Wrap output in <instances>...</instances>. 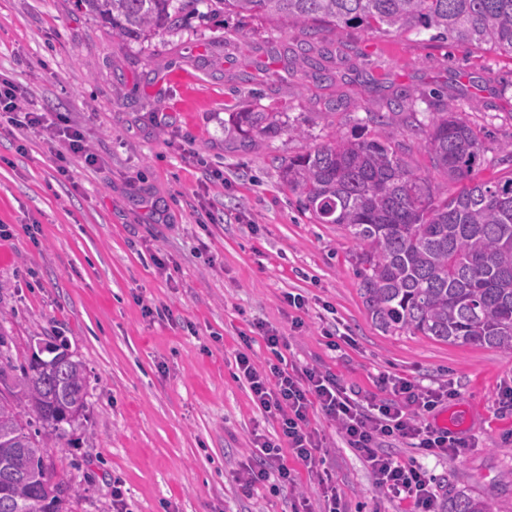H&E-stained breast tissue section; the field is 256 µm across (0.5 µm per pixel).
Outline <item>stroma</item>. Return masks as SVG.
<instances>
[{"mask_svg": "<svg viewBox=\"0 0 512 512\" xmlns=\"http://www.w3.org/2000/svg\"><path fill=\"white\" fill-rule=\"evenodd\" d=\"M299 29L210 13L204 0L185 25L149 41L114 37L75 0H0V76L44 112L66 113L97 154L55 151L28 129L0 131V324L14 362L65 345L83 362L87 406L47 463L74 488L59 512H319L337 494L345 512H411L375 485L363 458L320 410L310 427L323 444L325 481L285 461L296 486L244 494L236 475L256 435L279 425L236 379L242 336L266 368L272 355L257 325L280 330L288 365L315 366L358 397L387 398L381 374L423 387L452 386L453 399L422 423L467 446L424 457L404 439L381 448L423 468L437 503L452 488L512 512V357L476 345L391 336L371 321L359 290L356 246L334 224L300 210L281 162L336 136L402 144L430 171L424 136L392 111L413 97L421 123L450 101L480 129L485 161L476 176L512 169V58L467 50L429 34L397 37L363 28L325 31L314 42L322 71L296 53ZM253 104L282 113L300 136L244 145L231 112ZM382 116L365 123L367 113ZM222 181H214V173ZM168 272H161L156 259ZM299 294L302 308L289 307ZM163 309L148 316L145 306ZM301 327L292 328L293 319ZM345 337L331 349V335Z\"/></svg>", "mask_w": 512, "mask_h": 512, "instance_id": "1", "label": "stroma"}]
</instances>
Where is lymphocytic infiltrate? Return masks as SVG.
<instances>
[{"label": "lymphocytic infiltrate", "instance_id": "lymphocytic-infiltrate-1", "mask_svg": "<svg viewBox=\"0 0 512 512\" xmlns=\"http://www.w3.org/2000/svg\"><path fill=\"white\" fill-rule=\"evenodd\" d=\"M21 100L20 88L9 79H0V117L8 125L38 131L51 143H65V152L57 156L61 175L69 173V155H83L89 166L97 163V156L85 150L81 129L65 114L39 112L22 105ZM251 342V337L242 339L235 356L237 376L246 381L257 407L277 419L281 436H257L255 462L237 474L243 492L272 480L284 485L293 483V475L284 462L283 452L287 449L308 472L318 473L324 459L319 454L318 437L309 427V414L317 407L339 425L349 446L369 463L385 494L411 500L414 512H434L425 472L381 452L379 444L401 437L413 440L427 457L458 454L465 447V440L451 436L448 431L420 425L415 414L404 410L405 405L411 404L417 411H433L453 397V390L422 388L407 379L385 375L381 382L389 389L390 399L364 405L352 398L332 375L316 368L291 371L273 363L268 369L258 370L250 355Z\"/></svg>", "mask_w": 512, "mask_h": 512}]
</instances>
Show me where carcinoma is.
<instances>
[{
    "mask_svg": "<svg viewBox=\"0 0 512 512\" xmlns=\"http://www.w3.org/2000/svg\"><path fill=\"white\" fill-rule=\"evenodd\" d=\"M215 11L286 21L305 40L356 25L380 34L433 37L512 58V0H209ZM123 40L178 29L186 4L175 0H77ZM253 145L282 131L299 136L280 112L232 113ZM426 133L431 168L460 184L440 197L429 175L405 160L402 146L377 138L337 137L282 163L280 178L318 224H336L358 247L360 294L372 322L391 335L410 334L451 345H480L512 356V175L477 181L484 163L481 131L457 115L453 102L432 113ZM33 360L21 374L0 352V512H59L69 487L45 461L50 443L65 439L87 397L82 362L62 376ZM442 512H492L459 489Z\"/></svg>",
    "mask_w": 512,
    "mask_h": 512,
    "instance_id": "cac0c4a2",
    "label": "carcinoma"
}]
</instances>
